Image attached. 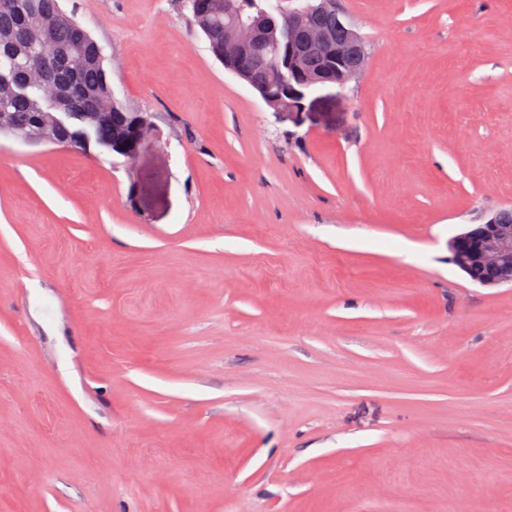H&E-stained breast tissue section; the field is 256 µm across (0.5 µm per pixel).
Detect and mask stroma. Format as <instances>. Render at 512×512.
Returning a JSON list of instances; mask_svg holds the SVG:
<instances>
[{
    "label": "stroma",
    "mask_w": 512,
    "mask_h": 512,
    "mask_svg": "<svg viewBox=\"0 0 512 512\" xmlns=\"http://www.w3.org/2000/svg\"><path fill=\"white\" fill-rule=\"evenodd\" d=\"M179 0H60L157 136L0 137V512H512V0H336L292 118ZM476 229H467L448 242L449 260L468 273L473 266L491 272V278L478 282L483 287L512 286V224L494 214Z\"/></svg>",
    "instance_id": "stroma-1"
}]
</instances>
